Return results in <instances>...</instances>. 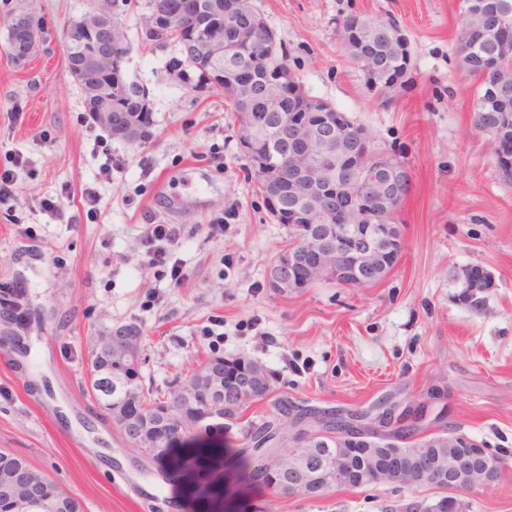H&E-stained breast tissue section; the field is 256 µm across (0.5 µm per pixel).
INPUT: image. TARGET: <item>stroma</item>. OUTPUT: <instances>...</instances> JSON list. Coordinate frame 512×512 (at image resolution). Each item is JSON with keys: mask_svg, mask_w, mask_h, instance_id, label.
I'll use <instances>...</instances> for the list:
<instances>
[{"mask_svg": "<svg viewBox=\"0 0 512 512\" xmlns=\"http://www.w3.org/2000/svg\"><path fill=\"white\" fill-rule=\"evenodd\" d=\"M310 94L363 127L411 168L397 216L394 269L366 287L269 284L293 244L247 176L233 114L219 88L199 92L178 47L145 38V11L122 19L128 80L149 91L148 138L116 139L94 122L68 72L62 30L93 0H0L44 25L16 65L0 27V170L17 180L0 201V286L27 313L0 325V450L25 457L83 512H425L430 486L338 487L308 498L253 482L245 434L275 400L316 408L448 397V426L502 455L498 479L467 495L465 512H512V178L474 126L473 79L460 64L461 0H251ZM350 14L395 20L410 41L401 90L369 93L338 45ZM96 190L95 213L83 195ZM58 202L44 210L43 200ZM146 224H177L180 281L145 270ZM224 233L213 236L209 227ZM479 264L494 286L481 305L453 301L454 276ZM142 334L145 385L176 389L211 355L269 372V395L193 437L222 448L210 478L224 495L186 497L180 472L141 456L86 397L87 356L102 332Z\"/></svg>", "mask_w": 512, "mask_h": 512, "instance_id": "stroma-1", "label": "stroma"}]
</instances>
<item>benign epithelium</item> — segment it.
<instances>
[{
    "mask_svg": "<svg viewBox=\"0 0 512 512\" xmlns=\"http://www.w3.org/2000/svg\"><path fill=\"white\" fill-rule=\"evenodd\" d=\"M244 0H235L224 9L225 26L238 32L242 43L254 38L262 42L267 56L279 54L275 32L265 19L253 10L243 8ZM512 11L509 0H488L479 5L474 16L479 23L468 29L466 41L471 48L478 45V35L485 32L486 16L507 14ZM15 43L25 53H30L36 43L38 17L35 14L13 17ZM69 30L80 29L97 34L108 28V21L91 23L81 16L66 25ZM386 37L405 55L404 67L390 71L388 59L380 48L369 39L354 38L347 32L344 44L356 51L358 69L364 84L372 87L383 84L396 89L403 83L410 62L409 39L395 25ZM194 53L187 61L197 59L224 61V96L241 105H248L259 96L269 113L282 111L285 97L302 91L292 70L282 68L271 72L263 80L245 67L240 56L241 47L232 40H191ZM494 83L489 85L485 103L501 102L503 89L512 83V68L495 67ZM70 75L85 94L86 103L94 104L96 122L114 136L129 133L135 128L134 117L127 112L112 111V107L95 105L98 90L89 71L81 66L69 68ZM272 141L284 139L289 144L288 153L281 157L271 151L267 155L253 154V143L258 138V127L250 122L237 129L241 151L252 158L251 173L256 180L265 182L272 192L265 198L267 212L280 224H301L314 229L320 224L334 225L335 238L319 239L309 234L298 238L292 247L277 260L270 274V286L278 291L308 288L318 282H335L343 286H362L382 281L391 272L401 253L403 234L401 225L389 224L383 218L392 216L398 207L403 191L412 182L410 167L396 157L377 151L366 131L353 125L345 113L330 111L299 112L288 114V125L271 129ZM506 130L498 129L489 134L497 167L512 174V140L505 137ZM309 200L313 205L301 208L293 202ZM458 291L455 301L459 305L473 303L493 286L490 273L474 264L460 269L456 275ZM138 329L126 328L118 334L107 332L101 337L99 347L137 370L140 365ZM96 382L92 390L94 400L105 398L102 390L116 389L129 406L124 435L134 444L137 420L140 415V393L136 379L112 386V380L98 373L89 375ZM213 390L224 395L221 404L209 414L198 417L195 424L212 417L235 416L243 402L266 395L271 385L266 368L253 363L234 379L224 378L215 369L207 373ZM323 413L315 412V424L288 430L293 451L288 455L280 448H252L259 469L264 473L277 472L282 476L281 490L289 494L311 495L314 489L329 490L337 485L361 483L365 476L348 469L356 456L367 457L369 447L376 440L392 439V432L400 426L396 405L389 400L369 410L336 411L342 422L328 439L320 440L324 431L319 429ZM413 417L421 429L446 427L445 418L437 416V406L426 404ZM323 444L324 462L311 463V450ZM431 454L421 451L416 459L399 462L382 471L362 466L368 474L388 483L399 484L406 477L423 476L428 484L448 492V496L467 494L490 484L488 471L498 472L501 460L491 452L486 453L484 467L468 465L458 456H448V462L435 464ZM29 482L12 477L3 487L4 499L0 509L9 510V503L16 496L25 495Z\"/></svg>",
    "mask_w": 512,
    "mask_h": 512,
    "instance_id": "7a95c632",
    "label": "benign epithelium"
}]
</instances>
